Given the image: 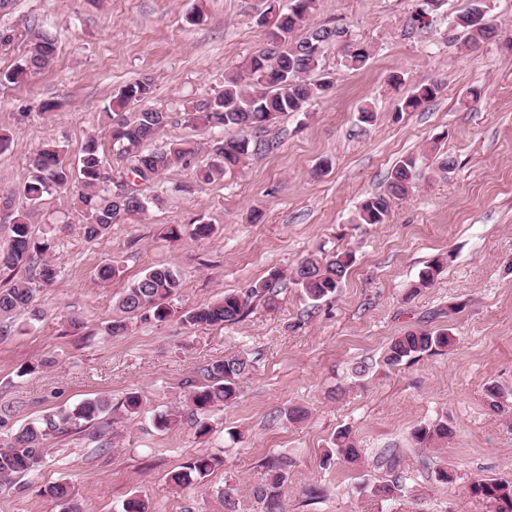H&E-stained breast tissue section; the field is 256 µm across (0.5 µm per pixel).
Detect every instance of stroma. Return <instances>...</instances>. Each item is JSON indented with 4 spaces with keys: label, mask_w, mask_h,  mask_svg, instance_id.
Here are the masks:
<instances>
[{
    "label": "stroma",
    "mask_w": 512,
    "mask_h": 512,
    "mask_svg": "<svg viewBox=\"0 0 512 512\" xmlns=\"http://www.w3.org/2000/svg\"><path fill=\"white\" fill-rule=\"evenodd\" d=\"M489 4L497 35L468 50L449 23L470 0H448L421 29L411 23L418 0H319L313 24L368 44L367 65L349 69L341 48L329 50V94L270 128L279 141L273 152L202 187L195 168L209 162L214 135L185 122L180 106L221 90L225 76L265 46L268 0H10L0 9V29L17 35L0 50V71L24 53L28 27L49 23L58 46L40 74L0 86V130L11 136L0 153L1 195L24 181L44 143L62 142L75 159L88 138L107 142L106 106L144 76L153 80L148 106L173 115L147 150L198 145L192 165L141 186L160 204L98 239L85 238L71 188L30 214L35 236L52 240L45 258L59 275L0 340V442L100 397L110 402V435L100 441L84 424L52 437L38 471L0 486V512H60L42 494L57 482L73 485L86 512H122L132 497L150 512H224L216 492L225 487L235 489L239 512H263L255 491L272 458L288 463L283 512H486L468 495L470 482L512 480V408L493 410L486 393L491 383L512 392V0ZM395 72L404 85L389 83ZM423 81L439 84L436 98L397 113L410 85ZM367 105L376 113L369 124L359 120ZM409 154L422 171L415 188L387 223H355L361 200L383 190ZM443 155L455 161L445 172ZM199 218L212 224L209 237L190 236ZM322 249L351 251L356 261L319 307L285 278L275 310L256 302L234 324L183 322L186 310L246 290L270 271L287 275ZM437 259L441 274L417 287L419 272ZM107 263L122 274L104 282L98 270ZM160 266L181 278L172 316L159 322L122 312L123 290ZM70 319L81 329H66ZM115 320L127 328L112 336ZM438 328L451 330L453 344L384 364L396 336ZM237 355L249 361L240 393L212 407L204 416L210 432L198 435L187 396L204 381L200 369ZM34 362L39 370L23 374ZM361 364L368 370L358 379ZM132 391L143 396L135 414L123 406ZM293 405L307 409L304 421L286 419ZM161 414L176 423L158 429ZM443 419L452 437L425 448L413 442L415 427ZM342 429L362 457L325 463ZM200 455L218 457L219 466L202 483L173 486L170 472ZM441 469L454 474L453 484L436 481ZM392 482L401 487L394 498L373 495L375 485ZM310 487L317 498L306 497Z\"/></svg>",
    "instance_id": "1"
}]
</instances>
